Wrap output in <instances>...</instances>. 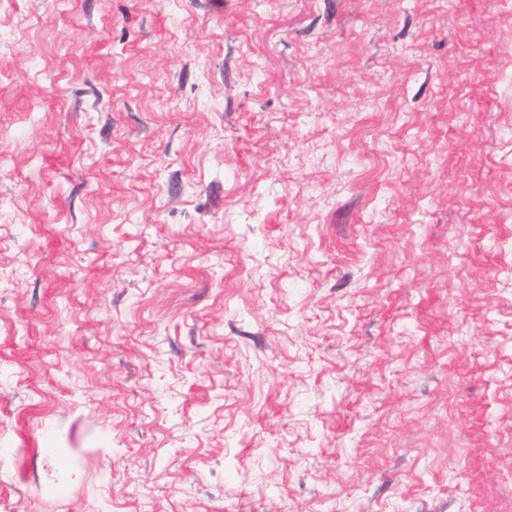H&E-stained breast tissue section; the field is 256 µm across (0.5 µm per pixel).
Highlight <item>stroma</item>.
<instances>
[{
	"label": "stroma",
	"instance_id": "obj_1",
	"mask_svg": "<svg viewBox=\"0 0 512 512\" xmlns=\"http://www.w3.org/2000/svg\"><path fill=\"white\" fill-rule=\"evenodd\" d=\"M0 512H512V0H0Z\"/></svg>",
	"mask_w": 512,
	"mask_h": 512
}]
</instances>
